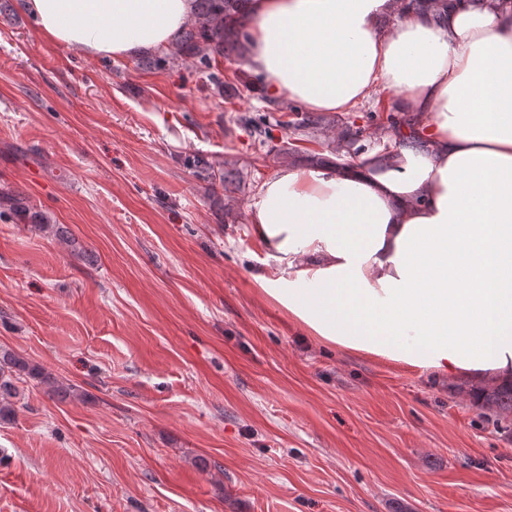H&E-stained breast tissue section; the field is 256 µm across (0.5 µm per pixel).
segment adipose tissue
Returning a JSON list of instances; mask_svg holds the SVG:
<instances>
[{
	"label": "adipose tissue",
	"instance_id": "ef3b65f1",
	"mask_svg": "<svg viewBox=\"0 0 512 512\" xmlns=\"http://www.w3.org/2000/svg\"><path fill=\"white\" fill-rule=\"evenodd\" d=\"M94 58L167 48L193 0H23ZM247 0L263 93L346 112L392 90L428 150L280 168L251 204L260 289L321 343L418 372L512 374V6L503 0ZM398 16L390 29L382 19Z\"/></svg>",
	"mask_w": 512,
	"mask_h": 512
}]
</instances>
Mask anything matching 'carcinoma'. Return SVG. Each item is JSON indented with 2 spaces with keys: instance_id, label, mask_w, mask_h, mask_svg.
Returning <instances> with one entry per match:
<instances>
[{
  "instance_id": "cac0c4a2",
  "label": "carcinoma",
  "mask_w": 512,
  "mask_h": 512,
  "mask_svg": "<svg viewBox=\"0 0 512 512\" xmlns=\"http://www.w3.org/2000/svg\"><path fill=\"white\" fill-rule=\"evenodd\" d=\"M246 0H195V12L184 34L175 45L165 51L141 60L140 65L147 70L164 69L175 64L183 57H196L207 70V75L216 86L222 85L219 73L212 71V62L216 58H231L240 53L247 38L244 12ZM418 120L416 114L404 112L390 118L389 128L398 144L421 150L425 141L416 135ZM298 127L313 136L336 127L340 132L333 140L334 151L342 156L349 152L359 132L353 130L343 117L328 119L323 116H306ZM192 166L205 178H219L224 182V191L233 192L237 188L233 170L226 169L224 174L216 176L210 163L200 157L192 158ZM27 377L43 385L47 393L64 401L75 388L64 386L39 365L16 354L14 351L0 347V422L10 419L15 413L14 399L19 391L16 382ZM453 395H466L477 406L495 414L500 422L512 424V382L493 385H472L468 388L455 386Z\"/></svg>"
}]
</instances>
